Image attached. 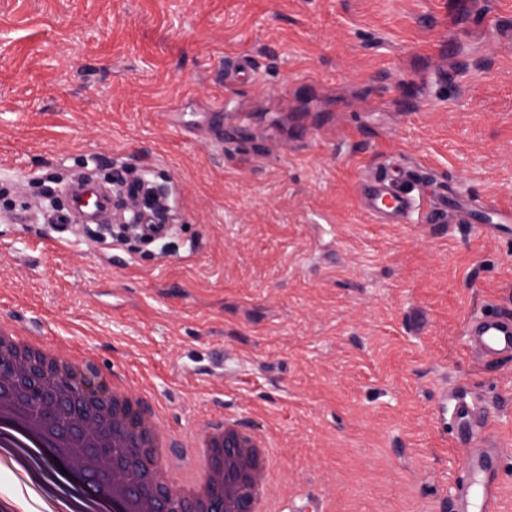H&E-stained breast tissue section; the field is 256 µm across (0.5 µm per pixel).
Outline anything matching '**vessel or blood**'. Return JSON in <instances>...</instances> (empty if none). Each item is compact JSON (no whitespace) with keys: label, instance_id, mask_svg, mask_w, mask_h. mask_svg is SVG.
Masks as SVG:
<instances>
[{"label":"vessel or blood","instance_id":"vessel-or-blood-1","mask_svg":"<svg viewBox=\"0 0 512 512\" xmlns=\"http://www.w3.org/2000/svg\"><path fill=\"white\" fill-rule=\"evenodd\" d=\"M229 78L225 95H232L233 80L260 84L259 72L249 54L225 59ZM357 195L362 208L378 224H477L489 227L511 224L512 208L477 199L458 185L434 184L426 173L402 167L389 160L378 170L360 175ZM67 207L79 224L103 223L112 207L111 195L99 184L84 182L65 190ZM463 334L467 345L480 357L497 362L512 357V314L482 311L467 318ZM440 416H452L465 449L463 473L457 479L451 512H497L498 482L503 452L480 434L485 416L465 398L448 402L440 398Z\"/></svg>","mask_w":512,"mask_h":512}]
</instances>
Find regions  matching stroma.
I'll return each mask as SVG.
<instances>
[{
    "instance_id": "1",
    "label": "stroma",
    "mask_w": 512,
    "mask_h": 512,
    "mask_svg": "<svg viewBox=\"0 0 512 512\" xmlns=\"http://www.w3.org/2000/svg\"><path fill=\"white\" fill-rule=\"evenodd\" d=\"M241 52L262 83L216 151L167 115L225 102ZM388 155L512 206V0H0V322L141 392L181 467L217 426L264 440L273 512H449L453 390L487 412L512 512V358L463 336L512 312V229L375 223L356 183ZM83 164L145 173L174 234L44 223L42 181Z\"/></svg>"
}]
</instances>
